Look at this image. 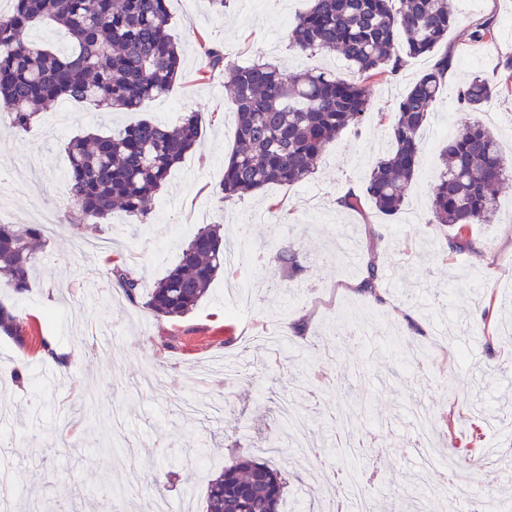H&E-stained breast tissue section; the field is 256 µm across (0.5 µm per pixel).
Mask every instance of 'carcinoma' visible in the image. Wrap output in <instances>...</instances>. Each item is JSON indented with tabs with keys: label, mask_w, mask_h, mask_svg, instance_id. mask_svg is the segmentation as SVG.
Instances as JSON below:
<instances>
[{
	"label": "carcinoma",
	"mask_w": 512,
	"mask_h": 512,
	"mask_svg": "<svg viewBox=\"0 0 512 512\" xmlns=\"http://www.w3.org/2000/svg\"><path fill=\"white\" fill-rule=\"evenodd\" d=\"M0 14V101L13 128L26 131L59 101L133 111L167 95L180 72V49L170 34L169 0H11ZM455 23L448 0H312L288 33L289 48L305 55L338 53L355 74L351 81L317 67L285 75L266 61L231 65L222 51L200 41L208 72H225L236 106L235 147L224 163L221 199L268 185L291 186L318 168L327 146L372 110L368 86L398 75L407 59L434 53ZM53 25L70 47L58 50L28 38ZM492 17L474 24L471 38L496 36ZM451 53L435 59L399 101L389 122L392 149L374 165L362 191L339 199L360 211L370 202L385 216L403 208L420 163V131L445 86ZM508 80L474 74L457 89L459 106L483 112L511 92ZM202 116L189 112L175 126L142 119L99 134L73 137L66 146L71 200L87 224L123 212L146 218L148 205L175 166L202 136ZM441 171L429 191L430 224L456 228L449 248L471 249L469 229L491 223L497 194L512 190V164L498 138L479 120L466 123L440 148ZM47 239L40 224H0V287L28 289ZM226 244L218 224H207L184 245L177 265L147 294L156 316L175 319L195 308L224 272ZM281 265L303 270L296 245L282 244ZM110 281L131 303L141 288L120 263ZM281 472L250 455L233 458L209 480L206 512H281Z\"/></svg>",
	"instance_id": "carcinoma-1"
}]
</instances>
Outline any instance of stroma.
I'll return each instance as SVG.
<instances>
[{"mask_svg":"<svg viewBox=\"0 0 512 512\" xmlns=\"http://www.w3.org/2000/svg\"><path fill=\"white\" fill-rule=\"evenodd\" d=\"M448 2L458 17L447 43L454 65L420 135L415 183L391 218L337 200L362 188L391 149L379 115L394 111L430 68L429 55L374 83L373 115L343 131L303 182L228 201L215 192L234 145L235 106L226 75L200 76L198 42L220 43L237 65L261 58L289 72L318 67L352 78L341 55L289 49L287 27L311 0H230L221 12L208 0H171L183 65L167 96L134 112L63 101L26 131L0 123V224L32 223L20 184L31 185L58 224L28 290L0 288V306L22 329L18 339L0 330V469L11 474L15 512L72 494L80 512H146L149 495L131 492L130 474L151 476L163 464L170 477L162 496L205 512L209 480L240 454L282 472L288 512H327L335 494L351 496L350 485L330 483L337 470L369 488L374 512H406L411 496L424 499L425 512H447L441 470L416 456L417 405L435 420L452 415L434 442L457 460L470 495L512 512V360L503 347L487 349L488 336L512 333V192L498 196L492 223L472 226L475 250L463 255L449 253L454 230L430 223L427 200L440 146L466 122L496 131L512 156L511 97L478 114L453 105L471 75L499 79L502 58L512 57V0ZM490 16L495 43L474 44L473 24ZM188 112L205 119L201 143L170 172L146 222L118 212L96 230L75 220L65 181L71 138L142 119L175 125ZM275 202L276 218L268 212ZM205 224L223 225L232 243L249 225L246 246L257 261L225 268L175 320L117 301L110 258L150 289ZM288 238L304 250L305 269L294 278L273 253ZM371 261L375 297L359 288ZM489 305L497 317L484 332ZM45 340L69 353L50 383ZM101 448L117 452L118 462L103 467Z\"/></svg>","mask_w":512,"mask_h":512,"instance_id":"stroma-1","label":"stroma"}]
</instances>
